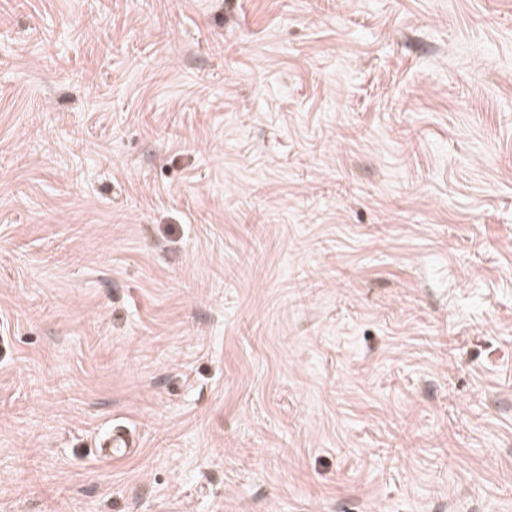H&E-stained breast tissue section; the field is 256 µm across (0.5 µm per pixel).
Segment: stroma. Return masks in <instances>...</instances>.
<instances>
[{
	"instance_id": "1",
	"label": "stroma",
	"mask_w": 512,
	"mask_h": 512,
	"mask_svg": "<svg viewBox=\"0 0 512 512\" xmlns=\"http://www.w3.org/2000/svg\"><path fill=\"white\" fill-rule=\"evenodd\" d=\"M0 512H512V0H0ZM136 442L133 437L123 430H117L110 433L98 448V453L102 457L118 460L133 454L136 450Z\"/></svg>"
}]
</instances>
